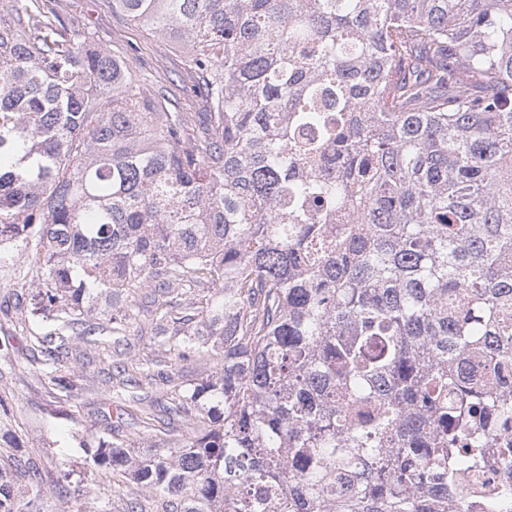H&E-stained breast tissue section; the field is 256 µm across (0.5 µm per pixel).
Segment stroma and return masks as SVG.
Returning a JSON list of instances; mask_svg holds the SVG:
<instances>
[{"label": "stroma", "mask_w": 512, "mask_h": 512, "mask_svg": "<svg viewBox=\"0 0 512 512\" xmlns=\"http://www.w3.org/2000/svg\"><path fill=\"white\" fill-rule=\"evenodd\" d=\"M48 6L59 32L86 31L96 47L125 57L134 74L151 77L176 111L188 114L190 133H197L204 103L191 90L193 75L181 50L114 12L110 0H48ZM26 294L0 278V351L8 350L12 358L11 365L0 367V469L15 460L38 469L35 512H125L124 500L91 460L110 426L129 441L141 435L135 421H116L108 347L100 341L77 343L76 358L59 368L29 361L30 334L44 327L36 322L26 331L17 324L16 306ZM212 369L209 361L172 360L168 378L153 382L152 395L166 399L172 384L190 385ZM63 379L70 388L60 387Z\"/></svg>", "instance_id": "1"}]
</instances>
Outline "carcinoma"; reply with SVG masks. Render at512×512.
<instances>
[{
    "instance_id": "cac0c4a2",
    "label": "carcinoma",
    "mask_w": 512,
    "mask_h": 512,
    "mask_svg": "<svg viewBox=\"0 0 512 512\" xmlns=\"http://www.w3.org/2000/svg\"><path fill=\"white\" fill-rule=\"evenodd\" d=\"M201 131L39 0L0 16V272L57 365L141 309L215 370L93 463L160 512H512V0H111ZM485 376L472 377L471 358ZM187 435L172 443L176 423ZM498 469L490 497L463 483ZM0 479V512L30 502Z\"/></svg>"
}]
</instances>
